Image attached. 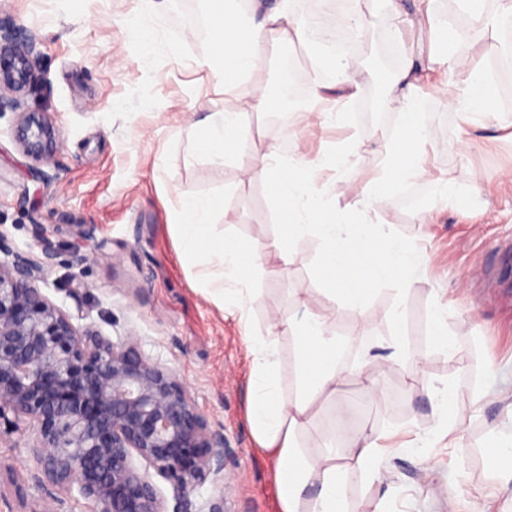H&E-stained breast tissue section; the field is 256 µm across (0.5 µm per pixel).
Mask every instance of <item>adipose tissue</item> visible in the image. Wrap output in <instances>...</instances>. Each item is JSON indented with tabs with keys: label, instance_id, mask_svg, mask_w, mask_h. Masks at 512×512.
<instances>
[{
	"label": "adipose tissue",
	"instance_id": "ef3b65f1",
	"mask_svg": "<svg viewBox=\"0 0 512 512\" xmlns=\"http://www.w3.org/2000/svg\"><path fill=\"white\" fill-rule=\"evenodd\" d=\"M386 9L405 16L411 28H428L432 49L422 58L403 53L399 70L389 83L381 109L403 116L399 130L390 137L383 185L363 188L354 205H339L330 200L331 189L319 181L323 168L343 167L356 150L348 142L344 151L325 152L318 161H305L298 153L284 155L268 148L262 156V173L268 176L273 199L281 207L282 233L265 244L267 254L288 261L289 244L305 228L318 233L321 255L318 273L328 286L329 300L347 301L362 308L374 286L383 281L410 288L419 268L417 253L407 241L391 233L376 232L370 213L374 201L386 195L390 187L431 176L426 146L429 135L419 118V105L425 90H444L451 71L466 66L462 54H451L450 45L459 35L454 27L435 19L431 0H382ZM467 15L475 35L485 36L512 22V0H498L496 9L486 7V0H457ZM210 26L212 49L223 60V70L214 72L216 92L238 96L237 107L213 113L200 138V147L213 162L234 155L247 131V116L264 112L272 102L264 92L237 95L236 78L251 73L268 49L292 44L304 48L311 61L307 73L313 103L326 100L336 92L344 103L355 100L361 83L349 65L347 53L326 55L323 45L309 35L305 21L294 0H256L249 26H241L236 14L216 6ZM447 107L457 112L462 124L496 114L494 92L480 71H472L465 89L451 98ZM213 202L186 195L177 213V237L184 258L207 256L215 269V288L210 299L217 306L233 300L239 316H246L256 294L243 269L253 263L252 251L242 243L215 234L209 216ZM329 309L310 306L298 297L297 312L283 325L284 332L295 339L299 392L295 398L281 395L278 386L276 340L271 336H247L252 382L248 395V418L252 431L264 448L273 449L277 458L280 512H353L346 499L349 475L360 474L369 483L381 484L385 476L379 465L383 453L380 437L366 431L348 448L346 464H338L336 438L330 430L319 435L320 453L306 460L297 444L308 431L314 417L312 400L335 391L344 376L336 364L337 342L331 336ZM386 353L377 363L363 362L351 374L372 396H379L378 376L389 364L405 355L401 334L390 336Z\"/></svg>",
	"mask_w": 512,
	"mask_h": 512
}]
</instances>
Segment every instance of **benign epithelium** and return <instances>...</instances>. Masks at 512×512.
<instances>
[{
    "label": "benign epithelium",
    "mask_w": 512,
    "mask_h": 512,
    "mask_svg": "<svg viewBox=\"0 0 512 512\" xmlns=\"http://www.w3.org/2000/svg\"><path fill=\"white\" fill-rule=\"evenodd\" d=\"M36 79L35 44L0 23V108L17 110L13 137L40 161L59 140L43 112L18 111ZM80 248L98 247L96 226L77 224ZM0 422L28 421L43 478L94 502L96 512H166L134 457L185 498L196 481L224 470V432L192 402L176 372L133 343L81 329L39 287L45 263L13 251L0 232Z\"/></svg>",
    "instance_id": "obj_1"
}]
</instances>
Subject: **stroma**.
<instances>
[{"mask_svg":"<svg viewBox=\"0 0 512 512\" xmlns=\"http://www.w3.org/2000/svg\"><path fill=\"white\" fill-rule=\"evenodd\" d=\"M374 24L350 50L353 68L365 80L359 97L339 126L317 128L300 143L289 132L312 122L309 91L297 104L278 102L254 112L237 154L212 164L197 147L205 120L223 111L209 70L194 67L211 53L212 0H0V21L26 29L36 43L39 84L20 97L19 110L47 113L61 133L49 161L23 154L13 138L15 113L0 112V231L14 250L43 260L35 243L38 225H50L55 254L41 287L59 307L113 342L133 341L146 358L175 370L201 413L223 428L224 479L198 480L190 494L194 512H206L223 498L224 512H279L276 456L257 444L246 412L250 360L245 332L267 335L287 321L302 287L313 306L327 304L316 273L319 240L303 235L292 246V261L281 275L256 272L258 299L247 325L207 299V265L190 266L178 256L173 214L184 195L213 201L211 221L231 238L263 247L280 225L279 211L261 172L268 147L299 150L311 161L355 138L358 149L345 174L327 169L341 204L354 203L362 187L379 177L386 144L402 116L379 108L386 76L399 65L398 42L428 52V35L408 31L394 17L380 15L378 0H363ZM157 32L144 53L140 32ZM505 45L501 36L474 38L461 48L495 90L497 116L474 127L467 149L458 150V116L443 98L429 94L420 114L430 144L434 178L448 181L453 194L437 198L431 180L390 189L371 217L419 253V278L409 290L384 282L366 305L353 310L330 305L333 334L350 339L344 362L371 358L376 343L401 331L408 357L379 376L381 396L366 398L356 381L314 404L316 425L334 408L366 400L365 414L350 431H385L389 448L381 467L389 485L387 512H468L482 496L492 512H512V486L501 487L484 455L488 444L512 429L504 392L512 390V303L494 286L497 247L512 243V89L491 69ZM307 62L302 47L264 56L243 89L260 84L275 90L285 77L284 59ZM76 224L96 225L99 245L87 261L72 262ZM79 273L84 286L72 289ZM402 314L401 327L388 317ZM441 310L452 350L435 345L433 310ZM449 387L468 412L453 430L418 457L402 450L409 422L432 431L438 416L431 400L436 387ZM29 423L0 427V512H92L78 493L43 479L31 446Z\"/></svg>","mask_w":512,"mask_h":512,"instance_id":"1","label":"stroma"}]
</instances>
